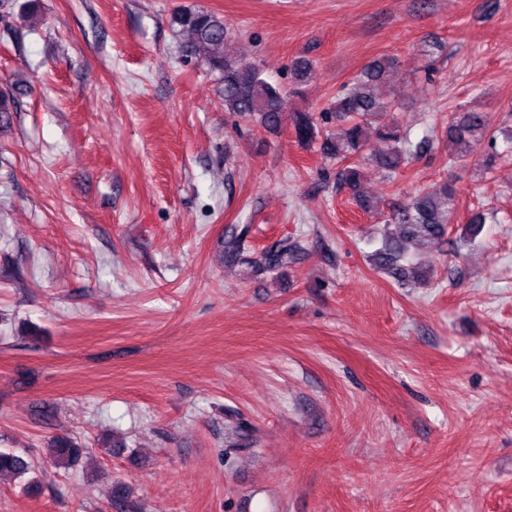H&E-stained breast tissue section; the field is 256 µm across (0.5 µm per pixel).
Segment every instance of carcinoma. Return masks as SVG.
I'll return each mask as SVG.
<instances>
[{"label": "carcinoma", "instance_id": "carcinoma-1", "mask_svg": "<svg viewBox=\"0 0 512 512\" xmlns=\"http://www.w3.org/2000/svg\"><path fill=\"white\" fill-rule=\"evenodd\" d=\"M170 23L191 36L185 45L186 53L205 61L219 73L224 111L254 120L267 131L281 127L282 116L288 111L285 96L263 77L257 66L224 53L228 28L223 17L211 11L180 7L171 14ZM392 65L393 61L388 57L372 61L328 108V113L336 118V134H323L313 112H295L292 122L299 141L312 142L321 135L323 153L344 163L337 184L351 193L356 206L380 219L384 225L398 229L396 234L383 236L380 247L369 255V260L404 288L410 284L411 272L421 283L430 282L431 273L412 264V259L422 252L439 248L447 240L455 191L446 182L435 183L387 213L360 193L363 162L373 161L387 177L394 179L422 149V145L412 144L390 118L391 103L371 90V86L386 81ZM373 138L382 144L381 149L376 151L371 147ZM486 140H497V132L493 131L484 113H464L448 126L449 161L462 167L469 165L478 146ZM291 258L293 250L283 241L261 252L254 263L266 270H275ZM247 437L248 426L242 421L235 423L228 428V447L236 449L244 445ZM83 451L84 446L69 435H57L48 445L50 462L58 468L73 466ZM34 470V463L28 457L10 449H0V477H22Z\"/></svg>", "mask_w": 512, "mask_h": 512}]
</instances>
